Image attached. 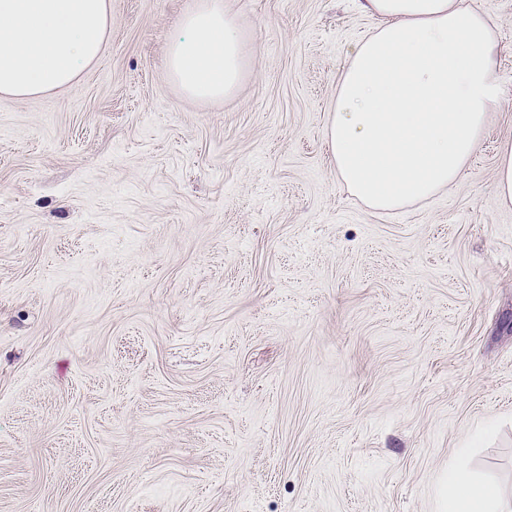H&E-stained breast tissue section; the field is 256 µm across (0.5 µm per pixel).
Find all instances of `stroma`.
<instances>
[{
  "label": "stroma",
  "instance_id": "stroma-1",
  "mask_svg": "<svg viewBox=\"0 0 512 512\" xmlns=\"http://www.w3.org/2000/svg\"><path fill=\"white\" fill-rule=\"evenodd\" d=\"M80 90L0 95V512H512V0L501 102L456 183L379 213L326 145L376 25L352 0H227L228 97L165 67L192 0H110ZM495 190L499 203L512 207V146H504L498 156ZM444 483L448 486V500L454 505V512H493L498 499L493 484L476 482L459 470H449Z\"/></svg>",
  "mask_w": 512,
  "mask_h": 512
}]
</instances>
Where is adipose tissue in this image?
<instances>
[{"instance_id": "obj_1", "label": "adipose tissue", "mask_w": 512, "mask_h": 512, "mask_svg": "<svg viewBox=\"0 0 512 512\" xmlns=\"http://www.w3.org/2000/svg\"><path fill=\"white\" fill-rule=\"evenodd\" d=\"M378 20L336 86L327 144L337 178L374 211L429 199L477 151L501 101L488 15L463 0H355ZM167 51L182 93L197 101L240 83L248 41L224 0H193ZM111 27L109 0H0V94L78 90ZM454 512H492L496 487L449 471Z\"/></svg>"}]
</instances>
